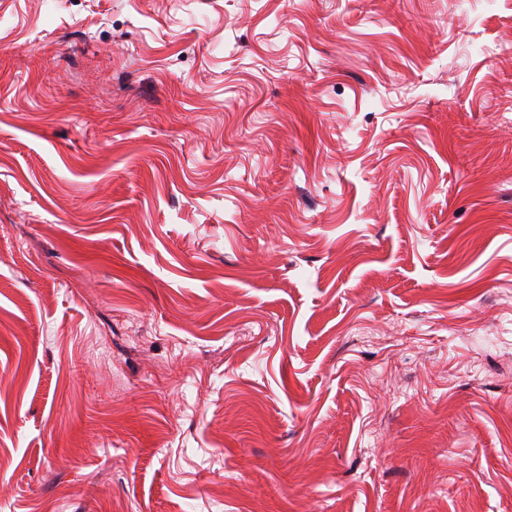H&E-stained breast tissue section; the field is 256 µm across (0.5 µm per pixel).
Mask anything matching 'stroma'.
Instances as JSON below:
<instances>
[{
  "instance_id": "obj_1",
  "label": "stroma",
  "mask_w": 512,
  "mask_h": 512,
  "mask_svg": "<svg viewBox=\"0 0 512 512\" xmlns=\"http://www.w3.org/2000/svg\"><path fill=\"white\" fill-rule=\"evenodd\" d=\"M0 449V512H512V0H0Z\"/></svg>"
}]
</instances>
